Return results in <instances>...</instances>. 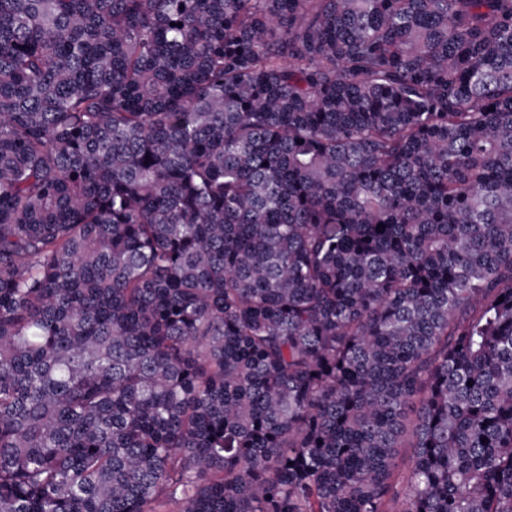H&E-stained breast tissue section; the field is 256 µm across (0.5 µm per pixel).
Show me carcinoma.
I'll return each instance as SVG.
<instances>
[{
	"mask_svg": "<svg viewBox=\"0 0 512 512\" xmlns=\"http://www.w3.org/2000/svg\"><path fill=\"white\" fill-rule=\"evenodd\" d=\"M171 504L512 512V0H0V512Z\"/></svg>",
	"mask_w": 512,
	"mask_h": 512,
	"instance_id": "obj_1",
	"label": "carcinoma"
}]
</instances>
